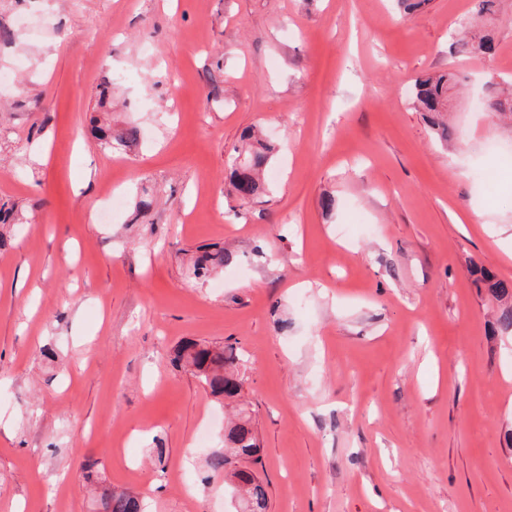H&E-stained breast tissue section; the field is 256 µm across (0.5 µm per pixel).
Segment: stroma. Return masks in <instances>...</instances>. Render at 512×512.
I'll use <instances>...</instances> for the list:
<instances>
[{
  "label": "stroma",
  "instance_id": "35a3bbf8",
  "mask_svg": "<svg viewBox=\"0 0 512 512\" xmlns=\"http://www.w3.org/2000/svg\"><path fill=\"white\" fill-rule=\"evenodd\" d=\"M476 4L0 0V512H90L103 483L233 512L206 466L232 410L175 364L189 342L245 353L267 512H512V333L474 276L512 279V165L478 180L512 127L472 102L512 78V0L492 56L449 41ZM448 71L441 142L408 89ZM252 126L278 152L239 219ZM202 246L234 264L195 280ZM94 136L101 144L114 148L115 145L127 146L135 142L138 139L139 130L137 126L131 125L114 136L112 135L111 128L96 125L94 127Z\"/></svg>",
  "mask_w": 512,
  "mask_h": 512
}]
</instances>
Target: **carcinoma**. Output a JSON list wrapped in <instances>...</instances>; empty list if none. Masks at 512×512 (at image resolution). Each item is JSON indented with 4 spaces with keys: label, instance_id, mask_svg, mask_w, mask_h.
Listing matches in <instances>:
<instances>
[{
    "label": "carcinoma",
    "instance_id": "obj_1",
    "mask_svg": "<svg viewBox=\"0 0 512 512\" xmlns=\"http://www.w3.org/2000/svg\"><path fill=\"white\" fill-rule=\"evenodd\" d=\"M456 84L457 76L445 73L421 77L409 90L414 108L428 117L438 137L445 142L452 138L453 129L445 121L444 112L448 111V91ZM486 86L494 110L512 119V92L492 81L486 82ZM94 136L101 144L113 148L135 142L139 130L137 126L131 125L114 136L111 128L97 125L94 127ZM274 152V145L260 138L254 130L244 132L242 149L235 150L228 161L230 180L241 201L240 210L235 212V216H243V207L267 190L261 176L270 167ZM233 263V256L222 248L204 250L193 257L192 274L197 279L206 280L212 273ZM481 281L496 300L506 303L500 311L498 323L502 330L512 331V303H508V300H512V281L494 279L487 274L481 276ZM176 362L194 367V376L208 387L214 397L234 400L240 396L244 383L240 370L243 358L235 344L212 348L206 344L190 342L178 351ZM259 453L251 419L243 410L238 421L224 430V451H216L208 457V466L213 473L231 477L246 488L253 506L251 512H265L267 488L255 471L242 468L239 463H256L259 461ZM95 503L98 512H144L142 501L125 491L106 489L97 496Z\"/></svg>",
    "mask_w": 512,
    "mask_h": 512
}]
</instances>
